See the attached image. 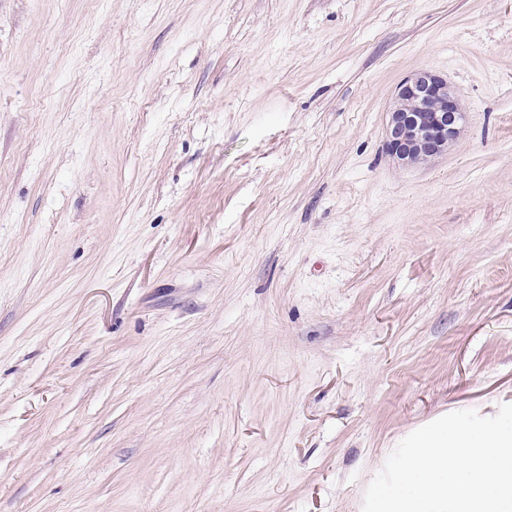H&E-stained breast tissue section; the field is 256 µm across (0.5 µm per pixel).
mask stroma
Instances as JSON below:
<instances>
[{
    "instance_id": "1",
    "label": "stroma",
    "mask_w": 512,
    "mask_h": 512,
    "mask_svg": "<svg viewBox=\"0 0 512 512\" xmlns=\"http://www.w3.org/2000/svg\"><path fill=\"white\" fill-rule=\"evenodd\" d=\"M504 403L512 0H0V512H362ZM465 124L447 79L432 71L404 78L396 87L384 127V148L398 165L413 167L443 155Z\"/></svg>"
}]
</instances>
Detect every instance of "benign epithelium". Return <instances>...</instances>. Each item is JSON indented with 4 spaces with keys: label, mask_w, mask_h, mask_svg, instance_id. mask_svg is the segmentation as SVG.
Wrapping results in <instances>:
<instances>
[{
    "label": "benign epithelium",
    "mask_w": 512,
    "mask_h": 512,
    "mask_svg": "<svg viewBox=\"0 0 512 512\" xmlns=\"http://www.w3.org/2000/svg\"><path fill=\"white\" fill-rule=\"evenodd\" d=\"M465 124L447 79L432 71L404 78L396 87L384 127V148L397 164L413 167L443 155Z\"/></svg>",
    "instance_id": "7a95c632"
}]
</instances>
